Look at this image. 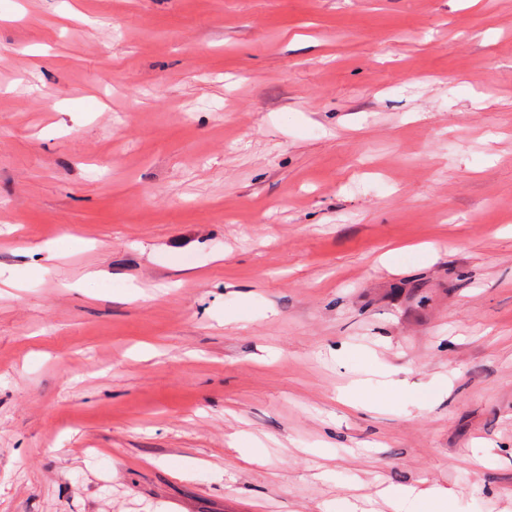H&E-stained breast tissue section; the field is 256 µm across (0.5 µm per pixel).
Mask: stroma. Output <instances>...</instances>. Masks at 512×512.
Segmentation results:
<instances>
[{
    "instance_id": "obj_1",
    "label": "stroma",
    "mask_w": 512,
    "mask_h": 512,
    "mask_svg": "<svg viewBox=\"0 0 512 512\" xmlns=\"http://www.w3.org/2000/svg\"><path fill=\"white\" fill-rule=\"evenodd\" d=\"M7 2L0 512H512V0ZM389 494L392 498L394 509H396L395 512H416L418 511L416 509L423 501L432 503L437 509L435 510L437 512H446V510H442L441 507L443 500L446 497L445 493L441 490H433L428 497L425 496L424 493L418 492L413 487L391 490ZM411 508H414L415 510L409 511Z\"/></svg>"
}]
</instances>
